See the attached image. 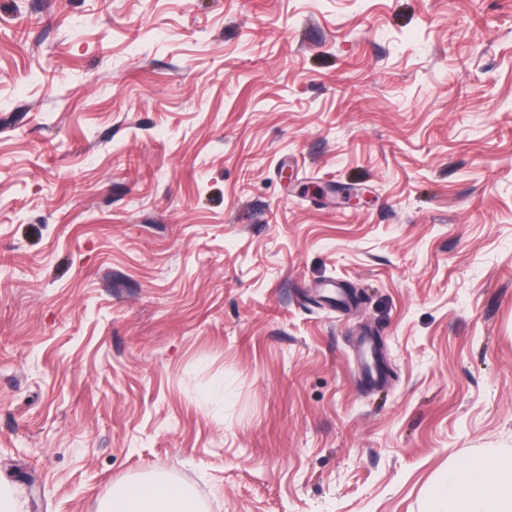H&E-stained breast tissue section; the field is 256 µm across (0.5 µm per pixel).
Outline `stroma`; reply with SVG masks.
Instances as JSON below:
<instances>
[{
    "mask_svg": "<svg viewBox=\"0 0 512 512\" xmlns=\"http://www.w3.org/2000/svg\"><path fill=\"white\" fill-rule=\"evenodd\" d=\"M499 448L512 0H0L17 512H426ZM110 509L104 512H200L196 498L166 482H118L112 485Z\"/></svg>",
    "mask_w": 512,
    "mask_h": 512,
    "instance_id": "obj_1",
    "label": "stroma"
}]
</instances>
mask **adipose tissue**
Segmentation results:
<instances>
[{
	"label": "adipose tissue",
	"mask_w": 512,
	"mask_h": 512,
	"mask_svg": "<svg viewBox=\"0 0 512 512\" xmlns=\"http://www.w3.org/2000/svg\"><path fill=\"white\" fill-rule=\"evenodd\" d=\"M111 512H201L196 498L166 482L113 484ZM428 512H512V452L479 455L439 480Z\"/></svg>",
	"instance_id": "1"
}]
</instances>
